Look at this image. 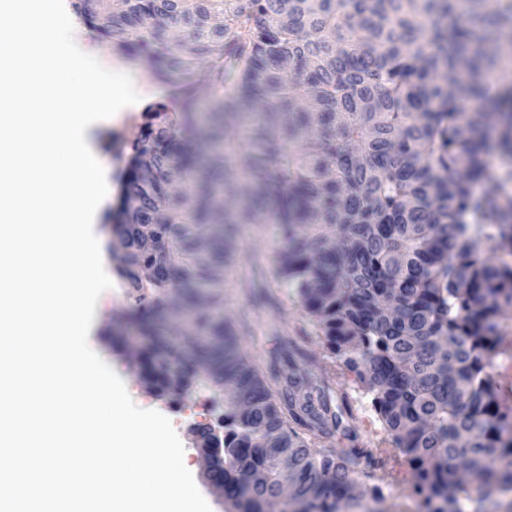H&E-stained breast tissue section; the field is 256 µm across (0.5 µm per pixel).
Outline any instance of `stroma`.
I'll return each mask as SVG.
<instances>
[{"label":"stroma","mask_w":512,"mask_h":512,"mask_svg":"<svg viewBox=\"0 0 512 512\" xmlns=\"http://www.w3.org/2000/svg\"><path fill=\"white\" fill-rule=\"evenodd\" d=\"M74 2L64 0V6L84 45L96 51L115 71L132 68L143 80L141 100L131 111H175L176 99L163 87L148 84L145 63L101 43L77 16ZM126 114L118 112L110 119L92 124L85 132L87 145L102 164L110 185L95 224L97 234L107 241L114 235V207L122 192L131 148L142 129L140 123L127 121ZM279 247L273 225L242 226L239 257L224 282V311L236 316L242 346L254 364L263 367L272 359L289 355L324 380L336 406L342 409L344 426L355 432L360 447L372 453L374 464L370 474L383 486L394 512H402L409 501L413 473L375 411L371 393L329 349L319 325L303 310L294 290L273 281L271 271ZM133 311L134 302L126 288L120 280H113L111 288L99 299L89 345L123 380L135 404L157 409L169 418L184 445V463L211 512H231L229 504L213 492L203 475L193 434L194 427L200 425L218 427L224 407L214 404L210 391L200 386L179 395L158 396L150 390L136 358L137 349L145 348L147 340L131 321Z\"/></svg>","instance_id":"obj_1"}]
</instances>
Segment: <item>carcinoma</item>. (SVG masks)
Returning <instances> with one entry per match:
<instances>
[{
	"instance_id": "carcinoma-1",
	"label": "carcinoma",
	"mask_w": 512,
	"mask_h": 512,
	"mask_svg": "<svg viewBox=\"0 0 512 512\" xmlns=\"http://www.w3.org/2000/svg\"><path fill=\"white\" fill-rule=\"evenodd\" d=\"M80 12L182 103L135 143L118 270L156 379L224 397L217 462L232 509L387 512L325 387L291 358L261 371L224 316L233 225L274 224V278L373 394L419 512H500L512 404L487 368L512 311V167L490 156L512 155V4L470 0L463 15L457 0H80ZM202 62L224 95L204 127ZM174 293L198 337L177 379ZM338 433L348 444L315 448ZM459 460L480 483L458 478ZM278 463L295 475L286 503Z\"/></svg>"
}]
</instances>
